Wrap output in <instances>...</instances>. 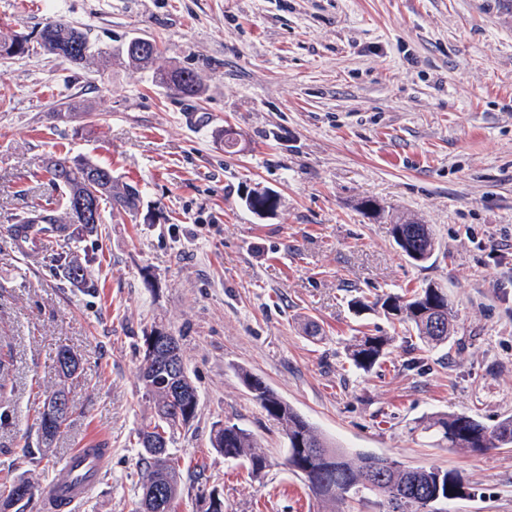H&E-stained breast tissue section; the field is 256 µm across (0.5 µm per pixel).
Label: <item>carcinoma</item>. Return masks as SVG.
I'll use <instances>...</instances> for the list:
<instances>
[{
  "label": "carcinoma",
  "instance_id": "carcinoma-1",
  "mask_svg": "<svg viewBox=\"0 0 512 512\" xmlns=\"http://www.w3.org/2000/svg\"><path fill=\"white\" fill-rule=\"evenodd\" d=\"M142 41L132 37L120 48L101 47L92 43L87 32L63 20L47 23L39 32L38 44L49 55L62 58L76 66L94 64L107 71L114 65L132 66L150 71L155 82L179 95L192 98L199 95L198 76L191 70L178 68L163 71L156 67L161 51L156 40H150L152 50L139 53L130 46ZM27 39L16 36L0 38V58L21 56L28 51ZM50 183L62 190L63 215L35 206L17 218L19 224H59L69 235L81 239L95 233L98 224H75L70 214L77 196L93 195L98 200L99 224L104 223L105 211L133 213L140 202L138 186L112 177V170L88 158L59 156L45 167ZM246 206L254 211L259 206L275 208L276 195L268 190L246 197ZM393 232L402 235L398 247L410 260L422 263L434 253L435 241L431 228L412 218L392 219ZM360 307L372 305L383 314L410 326L421 344L437 347L448 343L453 329V311L443 288L436 284L388 294L368 304L356 301ZM151 337L145 339L140 362L139 381L152 404L153 415L137 431L141 457V494L135 512H174L181 495V470L176 458L170 456L168 445L178 429L187 428L197 416L199 394L189 375L178 376L184 365L181 345L169 352L151 348ZM391 337L363 334L355 337L348 348L349 359L359 369L370 370L387 354ZM242 380L266 414L276 421L288 438V455L284 465L302 476L307 487L323 501L334 504L362 498L365 492L380 498L382 512H426L427 502L434 497L450 501L460 497L464 489L461 475L438 467L410 468L386 457L359 454L351 458L343 450L329 444L315 428L292 406L275 394L264 381L248 372ZM73 412L61 417L49 432L38 416L35 426L45 447L70 424ZM424 432L433 433L438 442L449 448L473 452L489 448L512 446V417L492 428L464 415L439 414L418 424ZM211 446L224 458L248 465L251 474L259 476L267 467V457L260 451L254 437L235 424L213 431ZM35 485L26 477L14 478L0 494V512H21L20 507L32 499Z\"/></svg>",
  "mask_w": 512,
  "mask_h": 512
}]
</instances>
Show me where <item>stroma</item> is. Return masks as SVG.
I'll return each mask as SVG.
<instances>
[{
	"mask_svg": "<svg viewBox=\"0 0 512 512\" xmlns=\"http://www.w3.org/2000/svg\"><path fill=\"white\" fill-rule=\"evenodd\" d=\"M53 18L113 48L155 39L160 65L193 69L200 95L45 54L37 35ZM1 33L28 51L0 59V483L45 486L97 439L111 462L77 512H133L135 431L151 414L137 366L161 325L180 336L200 399L170 444L177 512H201L204 485L223 491L224 512H379L372 495L327 506L285 467L288 441L245 371L339 448L458 471L466 492L448 512H512V447L468 452L416 430L435 414L488 427L512 417V0H0ZM71 100L81 112L60 116ZM187 111L206 122L188 129ZM59 155L138 184L139 209L93 236H56L31 262L11 228L60 203L43 172ZM263 190L278 206L260 216L245 197ZM394 214L431 227L429 261L402 253ZM54 256L82 266L88 286ZM429 282L455 314L434 349L350 306ZM363 332L392 339L368 371L348 359ZM61 347L80 358L79 378L59 376ZM60 387L71 422L41 463L24 462L44 395ZM227 422L267 456L261 476L212 448Z\"/></svg>",
	"mask_w": 512,
	"mask_h": 512,
	"instance_id": "1",
	"label": "stroma"
}]
</instances>
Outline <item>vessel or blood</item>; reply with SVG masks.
<instances>
[{
  "instance_id": "obj_1",
  "label": "vessel or blood",
  "mask_w": 512,
  "mask_h": 512,
  "mask_svg": "<svg viewBox=\"0 0 512 512\" xmlns=\"http://www.w3.org/2000/svg\"><path fill=\"white\" fill-rule=\"evenodd\" d=\"M111 451L99 445L77 449L42 492L46 512L62 507L75 512L85 496L102 482Z\"/></svg>"
}]
</instances>
